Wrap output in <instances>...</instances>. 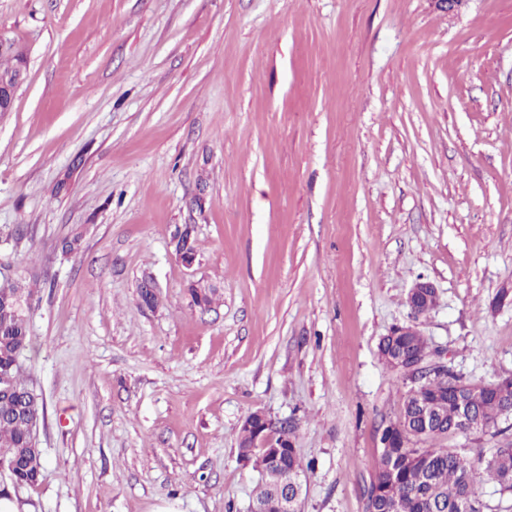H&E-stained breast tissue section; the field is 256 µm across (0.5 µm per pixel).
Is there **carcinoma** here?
I'll list each match as a JSON object with an SVG mask.
<instances>
[{
	"instance_id": "carcinoma-1",
	"label": "carcinoma",
	"mask_w": 512,
	"mask_h": 512,
	"mask_svg": "<svg viewBox=\"0 0 512 512\" xmlns=\"http://www.w3.org/2000/svg\"><path fill=\"white\" fill-rule=\"evenodd\" d=\"M175 251L196 255L193 227L176 230ZM193 303L211 307L215 289L190 286ZM27 307L23 288L0 285V374L7 375L13 392H0V457L13 465L24 485L42 475L41 452H33L34 423L44 418V401L20 377L19 358L30 346ZM429 351L426 338L416 326L393 328L379 346L390 368L399 356L422 359ZM406 387L399 415L379 425L380 454L367 488L369 512H484L478 485L485 478L512 492V441L505 440L487 459L474 462L465 449H448L437 441L458 430L459 394L469 389L468 406L475 433H500L498 421L512 414V381L476 383L459 373L432 375ZM295 426L288 424V448L275 460V476L261 477L250 494V507L275 512L274 484H291L303 472L294 448Z\"/></svg>"
}]
</instances>
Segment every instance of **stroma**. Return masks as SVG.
Listing matches in <instances>:
<instances>
[{"label": "stroma", "mask_w": 512, "mask_h": 512, "mask_svg": "<svg viewBox=\"0 0 512 512\" xmlns=\"http://www.w3.org/2000/svg\"><path fill=\"white\" fill-rule=\"evenodd\" d=\"M0 35L26 63L0 282L32 291L46 404L26 512H249L257 410L296 425L301 512H367L404 391L378 343L420 279L430 347L512 375V0H0ZM194 229L189 225H185L183 228H178L173 235V239L176 240L175 251L179 253L181 251L196 257V240L194 237ZM181 262L185 266H192L195 258L185 255L183 253L177 254Z\"/></svg>", "instance_id": "obj_1"}]
</instances>
